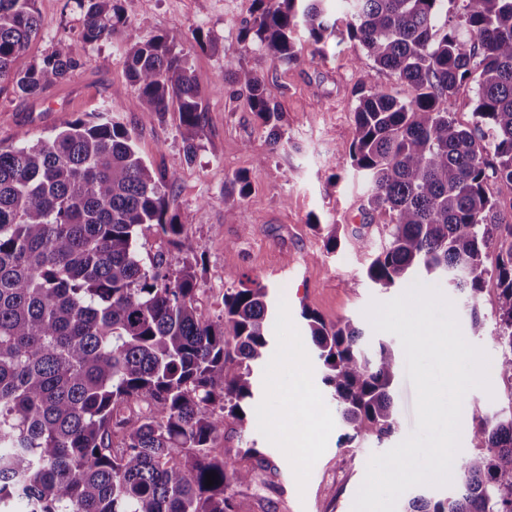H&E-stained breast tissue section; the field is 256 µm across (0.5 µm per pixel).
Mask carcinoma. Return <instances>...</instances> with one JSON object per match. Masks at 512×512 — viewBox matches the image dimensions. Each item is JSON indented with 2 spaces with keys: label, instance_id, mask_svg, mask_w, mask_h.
I'll use <instances>...</instances> for the list:
<instances>
[{
  "label": "carcinoma",
  "instance_id": "cac0c4a2",
  "mask_svg": "<svg viewBox=\"0 0 512 512\" xmlns=\"http://www.w3.org/2000/svg\"><path fill=\"white\" fill-rule=\"evenodd\" d=\"M239 29L272 60L295 64L294 33L318 45L336 35L326 0H254ZM87 43L120 35L141 112H173L192 157L206 123L181 32L140 37L122 0H78ZM455 6L457 24L441 21ZM347 35L411 89L399 100L378 85L356 91L350 165L369 184L367 206L389 216L387 240L366 269L379 288L415 274L449 284L479 308L485 261L497 281L495 370L512 385V224L497 221L491 183L512 186V0H349ZM42 25L36 0H0V85L35 98L81 62L61 50L19 65ZM229 79L280 137L281 104L263 75L231 62ZM475 90L472 123L453 117L457 90ZM138 155L131 132L106 112L66 123L34 144L0 145V503L28 512H240L239 496L278 466L259 448L217 444L255 402L254 367L273 336L265 285L224 290L215 318L197 301V264L182 252L183 225L166 186ZM166 238L146 261L139 234ZM322 382L352 433L379 443L397 429L393 349L368 354L350 319L301 311ZM475 451L459 458L443 496L420 492L404 512H512V409L474 412ZM216 474L206 486V475Z\"/></svg>",
  "mask_w": 512,
  "mask_h": 512
}]
</instances>
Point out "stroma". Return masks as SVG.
I'll return each mask as SVG.
<instances>
[{"instance_id": "obj_1", "label": "stroma", "mask_w": 512, "mask_h": 512, "mask_svg": "<svg viewBox=\"0 0 512 512\" xmlns=\"http://www.w3.org/2000/svg\"><path fill=\"white\" fill-rule=\"evenodd\" d=\"M37 8L42 29L28 59L61 49L82 66L34 99L0 90V144L36 141L106 108L131 130L150 168L176 172L167 194L171 212L184 226L183 253L199 261V304L218 315L225 289L248 280L274 293L275 340L254 371L256 409L247 425H230L218 444L219 450L234 452L242 442L255 443L280 467L279 475L242 492L243 512H260L262 498L273 501L277 512H352L370 457L415 430V389L406 374H399L391 392L399 423L384 446L368 440L357 448L340 446L345 427L322 383L300 313L307 307L329 323L353 319L370 340L388 341L396 355L404 353L395 335L374 332L364 315L371 301L392 300L399 289L378 288L365 277L368 254L326 253L323 231L334 226L348 237L361 229L373 246L383 244L387 218L365 209L368 187L349 166L354 91L379 85L403 99L407 85L377 69L357 43L339 36L317 46L298 34L300 61L291 65L272 61L258 47H243L238 32L252 18L254 0H123L142 38L198 30L206 39L204 47L190 51L196 78L209 94L206 124L189 159L174 116L161 120L134 108L119 38L86 43L75 0H37ZM227 60L261 72L278 98L283 111L278 145L270 144L245 94L230 84L212 91ZM238 174L252 183L243 198L231 185ZM490 384V391L473 389L465 396L462 453L471 451L474 410L492 414L512 404L511 386L495 376ZM297 406L321 426L309 451L301 453L288 445L289 417Z\"/></svg>"}]
</instances>
